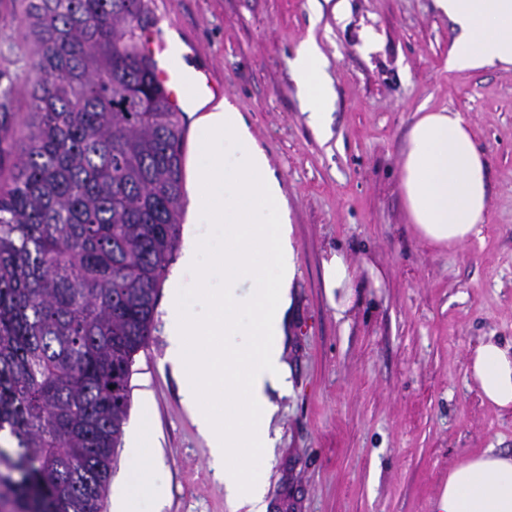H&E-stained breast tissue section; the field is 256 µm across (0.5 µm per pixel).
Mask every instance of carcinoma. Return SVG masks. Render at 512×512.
Masks as SVG:
<instances>
[{
	"mask_svg": "<svg viewBox=\"0 0 512 512\" xmlns=\"http://www.w3.org/2000/svg\"><path fill=\"white\" fill-rule=\"evenodd\" d=\"M148 0H29L31 111L0 120V505L100 512L179 238L183 121Z\"/></svg>",
	"mask_w": 512,
	"mask_h": 512,
	"instance_id": "cac0c4a2",
	"label": "carcinoma"
}]
</instances>
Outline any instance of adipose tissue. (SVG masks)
I'll return each instance as SVG.
<instances>
[{
    "label": "adipose tissue",
    "instance_id": "1",
    "mask_svg": "<svg viewBox=\"0 0 512 512\" xmlns=\"http://www.w3.org/2000/svg\"><path fill=\"white\" fill-rule=\"evenodd\" d=\"M459 29L452 69L512 64V0H435ZM315 40L303 42L292 76L309 121L326 133L336 94ZM195 210L168 288L167 360L184 377L182 398L224 474L234 512H266L264 471L245 470L236 449L265 453L276 406L289 394L284 341L293 315L298 256L279 178L242 113L224 101L198 116ZM400 188L412 226L428 246L458 249L487 222V168L468 122L457 112H428L413 123ZM326 295L345 319L361 288H381L373 260L355 263L339 249L322 259ZM469 372L485 400L512 409V342L489 337L470 352ZM147 423L130 437L138 463L115 496L114 512H144L161 495L162 472L141 450ZM432 512H512V454L487 450L448 472Z\"/></svg>",
    "mask_w": 512,
    "mask_h": 512
}]
</instances>
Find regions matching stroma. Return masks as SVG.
Listing matches in <instances>:
<instances>
[{
    "label": "stroma",
    "mask_w": 512,
    "mask_h": 512,
    "mask_svg": "<svg viewBox=\"0 0 512 512\" xmlns=\"http://www.w3.org/2000/svg\"><path fill=\"white\" fill-rule=\"evenodd\" d=\"M28 0H0V104L31 109L35 58ZM155 28L175 32L185 61L222 86L284 185L298 274L285 340L292 390L275 398L265 466L268 512H430L448 471L493 448L512 451V410L486 403L468 371L479 340L512 339V65L452 70L459 37L434 0H349L313 14L308 0H149ZM314 38L336 90L328 135L307 123L291 64ZM458 112L487 165L488 224L461 249L419 240L399 172L417 113ZM375 259L383 288L363 289L347 321L325 295L324 251ZM157 304L135 357L132 431L147 419V454L162 467L157 512H231L224 480L182 403Z\"/></svg>",
    "instance_id": "stroma-1"
}]
</instances>
